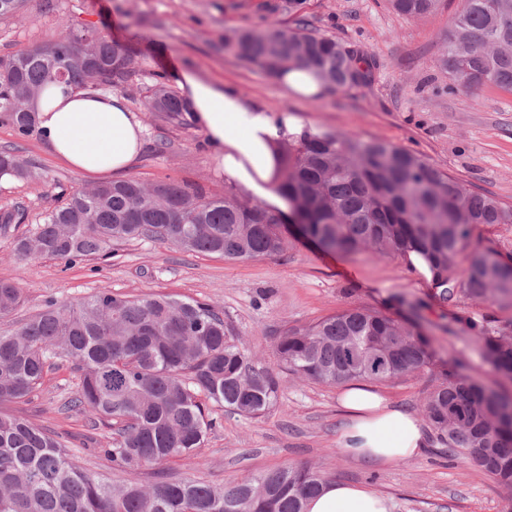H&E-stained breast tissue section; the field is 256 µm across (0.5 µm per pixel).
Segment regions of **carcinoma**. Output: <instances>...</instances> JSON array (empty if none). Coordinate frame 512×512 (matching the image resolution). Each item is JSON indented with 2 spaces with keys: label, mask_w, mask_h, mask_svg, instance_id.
<instances>
[{
  "label": "carcinoma",
  "mask_w": 512,
  "mask_h": 512,
  "mask_svg": "<svg viewBox=\"0 0 512 512\" xmlns=\"http://www.w3.org/2000/svg\"><path fill=\"white\" fill-rule=\"evenodd\" d=\"M442 0H388L407 18L437 11ZM437 59L467 91L492 84L512 92V0H461ZM224 47L267 75L294 65L328 88L352 90L371 81V57L313 35L302 17L287 28L237 29ZM133 55L95 29L68 27L45 45L0 57V123L19 136L40 134L31 96L60 82L109 89L126 82ZM147 110L170 122L188 109L152 73ZM279 188L288 212L249 204L235 193L207 196L174 182L146 185L135 177L75 189L42 213L36 231L17 239L15 254L74 265L138 240L245 261L279 253L288 238L325 251L410 260L419 254L435 296L512 302V264L474 239L479 225L512 224V206L472 192L417 154L383 141L301 127L280 142ZM43 181L45 173L10 151L0 177ZM302 223L292 228L293 217ZM467 262L466 279L456 260ZM23 291L0 279V318L11 316ZM483 360L512 381V340L503 329L468 321ZM276 366L259 362L228 336L210 303L166 295L136 298L97 291L73 304L51 299L12 334H0V404L25 399L55 360L67 358L79 383L62 410L115 426L99 449L122 472L108 481L81 470L66 442L17 415L0 413V512H303L327 478L305 466L242 475L228 488L201 477L141 480L143 471L178 457H196L219 425L212 409L246 418L269 413L280 374L336 385L386 382L434 366L430 340L416 326L369 308L352 307L289 328L276 346ZM422 410L433 442L460 452L500 485L512 487V394L463 377H448Z\"/></svg>",
  "instance_id": "carcinoma-1"
}]
</instances>
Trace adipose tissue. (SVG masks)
<instances>
[{"mask_svg":"<svg viewBox=\"0 0 512 512\" xmlns=\"http://www.w3.org/2000/svg\"><path fill=\"white\" fill-rule=\"evenodd\" d=\"M174 83L225 181L257 201L283 207L274 148L293 132V118L272 116L232 87L203 78L185 62L175 70ZM37 117L47 150L84 176L127 174L143 145L142 121L126 99L114 92L53 86L39 100ZM339 411L345 422L337 444L355 461L411 460L426 446L419 418L388 403L370 385L347 384ZM305 509L392 512V503L367 485L332 481L306 502Z\"/></svg>","mask_w":512,"mask_h":512,"instance_id":"adipose-tissue-1","label":"adipose tissue"}]
</instances>
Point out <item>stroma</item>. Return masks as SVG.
<instances>
[{
  "instance_id": "stroma-1",
  "label": "stroma",
  "mask_w": 512,
  "mask_h": 512,
  "mask_svg": "<svg viewBox=\"0 0 512 512\" xmlns=\"http://www.w3.org/2000/svg\"><path fill=\"white\" fill-rule=\"evenodd\" d=\"M281 2L26 0L18 17L0 20V57L46 44L68 24L107 31L128 48L135 56L134 74L117 92L146 129L145 147L130 170L146 183L185 181L218 195L228 188L198 127L168 123L144 105L152 72L167 71L170 63L184 59L202 76L233 87L273 114L285 110L302 125L408 149L467 189L512 204V92L492 85L473 94L451 87L435 65L459 0H445L436 12L416 19L397 14L386 0H300L294 14L281 9ZM298 14L306 17L312 33L368 52L377 63L371 83L348 92L295 97L224 47L225 34L236 28L289 26ZM0 150L15 151L47 176L39 184L0 180V213L24 214L21 222L0 230V279L16 281L24 295L12 316L0 319L2 334L14 332L50 299L75 303L99 289L128 296L166 294L215 305L236 342L271 363L287 327L352 306L381 309L401 295L425 303L422 329L449 369L488 386L499 383L462 320L512 326V305L462 293L440 302L425 275L399 258L339 255L293 240L280 253L244 262L151 241L122 243L113 246L111 257L92 256L69 267L45 257L17 259L15 238L32 234L62 191L97 180L58 162L40 138L20 137L6 124H0ZM437 383L438 372L432 369L379 383L378 389L392 404L418 414ZM77 384L71 362L62 358L28 398L0 409L57 433L89 473L120 479V471L100 454L111 442V426H93L82 415L60 409ZM340 391L337 384L281 375L277 402L267 415L250 419L224 413L199 457L170 460L163 471L223 485L247 472L307 466L332 480L372 486L392 499L393 512H512V489L466 456L448 455L433 443L418 458L382 467L345 457L337 446L343 425Z\"/></svg>"
}]
</instances>
